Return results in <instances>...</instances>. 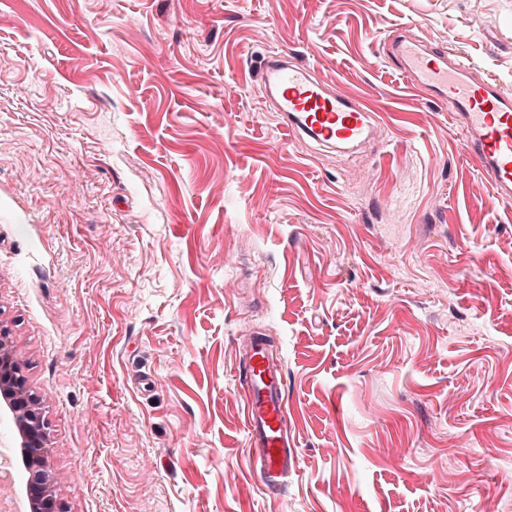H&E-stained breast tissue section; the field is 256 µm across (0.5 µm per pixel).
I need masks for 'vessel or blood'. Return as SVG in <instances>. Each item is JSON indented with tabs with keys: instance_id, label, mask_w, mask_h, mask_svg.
<instances>
[{
	"instance_id": "b4317fda",
	"label": "vessel or blood",
	"mask_w": 512,
	"mask_h": 512,
	"mask_svg": "<svg viewBox=\"0 0 512 512\" xmlns=\"http://www.w3.org/2000/svg\"><path fill=\"white\" fill-rule=\"evenodd\" d=\"M391 61L417 91L447 104L465 142L488 178L497 200L512 201V92L494 80L477 78L472 68L446 51L408 36L395 39ZM263 89L279 126L325 148L360 144L373 127L362 100L325 86L311 66L268 54ZM284 368L266 341L247 337L240 351L237 380L243 389L247 445L252 470L267 489L287 485L296 472L297 444L285 428Z\"/></svg>"
}]
</instances>
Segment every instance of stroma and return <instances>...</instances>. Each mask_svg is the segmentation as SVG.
Segmentation results:
<instances>
[{
  "mask_svg": "<svg viewBox=\"0 0 512 512\" xmlns=\"http://www.w3.org/2000/svg\"><path fill=\"white\" fill-rule=\"evenodd\" d=\"M512 91V0H0V324L63 512H512V202L384 39ZM377 113L280 128L270 50ZM274 340L296 476L249 470Z\"/></svg>",
  "mask_w": 512,
  "mask_h": 512,
  "instance_id": "35a3bbf8",
  "label": "stroma"
}]
</instances>
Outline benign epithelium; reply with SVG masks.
I'll list each match as a JSON object with an SVG mask.
<instances>
[{"label": "benign epithelium", "mask_w": 512, "mask_h": 512, "mask_svg": "<svg viewBox=\"0 0 512 512\" xmlns=\"http://www.w3.org/2000/svg\"><path fill=\"white\" fill-rule=\"evenodd\" d=\"M0 400L14 416L21 437V454L28 473L26 492L30 512H62L53 490L46 422L12 346L9 331L2 326Z\"/></svg>", "instance_id": "benign-epithelium-1"}]
</instances>
